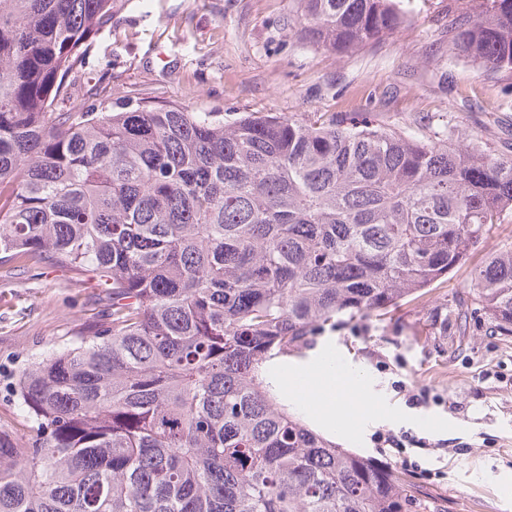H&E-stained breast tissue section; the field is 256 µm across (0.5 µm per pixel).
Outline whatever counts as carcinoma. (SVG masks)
I'll return each mask as SVG.
<instances>
[{"label": "carcinoma", "mask_w": 512, "mask_h": 512, "mask_svg": "<svg viewBox=\"0 0 512 512\" xmlns=\"http://www.w3.org/2000/svg\"><path fill=\"white\" fill-rule=\"evenodd\" d=\"M298 36L372 47L401 0H295ZM448 16V52L512 72V0ZM122 0H0V279L88 275L105 319L23 368L0 512H441L396 469L288 411L265 364L383 316L512 213V158L367 120L104 100L60 109ZM462 324L512 337V246Z\"/></svg>", "instance_id": "cac0c4a2"}]
</instances>
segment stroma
<instances>
[{
    "mask_svg": "<svg viewBox=\"0 0 512 512\" xmlns=\"http://www.w3.org/2000/svg\"><path fill=\"white\" fill-rule=\"evenodd\" d=\"M405 24L348 53L299 40L293 0H123L71 75L70 106L91 94L179 104L232 120L249 112L302 118L367 113L396 132L475 138L512 157V73L494 75L448 53V13L465 0H403ZM512 244V214L468 260L389 314L326 328L289 351L291 367L330 358L363 374L373 417L330 440L396 468L445 512H512V340L487 317L455 316L473 268ZM108 300L50 268L0 280V425L22 438L13 383L24 364L65 346ZM399 414L396 422L388 414ZM401 447L386 445V437Z\"/></svg>",
    "mask_w": 512,
    "mask_h": 512,
    "instance_id": "stroma-1",
    "label": "stroma"
}]
</instances>
